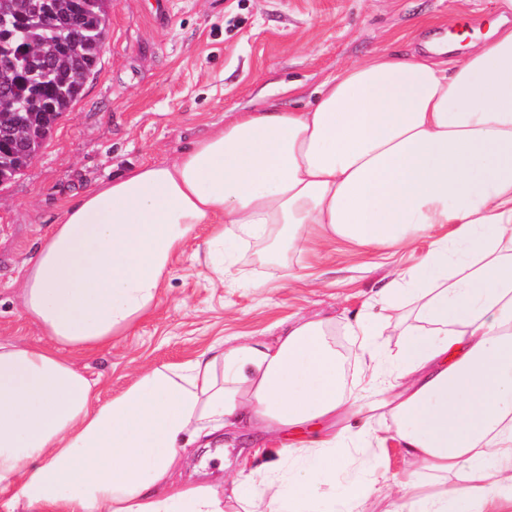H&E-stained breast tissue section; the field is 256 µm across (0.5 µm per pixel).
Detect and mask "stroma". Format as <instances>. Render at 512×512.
I'll use <instances>...</instances> for the list:
<instances>
[{"label":"stroma","instance_id":"obj_1","mask_svg":"<svg viewBox=\"0 0 512 512\" xmlns=\"http://www.w3.org/2000/svg\"><path fill=\"white\" fill-rule=\"evenodd\" d=\"M495 0H112L99 63L82 95L59 120L25 170L0 186V336L34 343L38 330L21 317L17 276L37 239L55 224L61 203L144 163L173 160L212 126L252 107L284 84L306 95L372 52L424 48L444 38L459 17L472 30L493 14ZM187 241L174 260L158 306L110 348L76 358L108 399L147 365L179 363L222 339L277 336L300 318H332L347 385L360 375V351L346 322L399 270L420 262L426 237L398 253L343 245L293 252L280 264L246 252L241 266L257 287H211ZM262 440L216 433L208 448H190L183 481L224 485L239 477L241 458ZM411 465L397 442L377 448L373 477L386 512L394 477Z\"/></svg>","mask_w":512,"mask_h":512}]
</instances>
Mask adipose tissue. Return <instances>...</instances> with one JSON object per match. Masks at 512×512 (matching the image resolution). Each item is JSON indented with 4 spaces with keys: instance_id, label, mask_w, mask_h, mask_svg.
<instances>
[{
    "instance_id": "1",
    "label": "adipose tissue",
    "mask_w": 512,
    "mask_h": 512,
    "mask_svg": "<svg viewBox=\"0 0 512 512\" xmlns=\"http://www.w3.org/2000/svg\"><path fill=\"white\" fill-rule=\"evenodd\" d=\"M498 5L460 57L456 20L455 41L434 47L441 61L375 53L327 77L307 110L263 100L175 161L63 204L18 279L42 339L0 337V512H369L375 480L313 490L335 477L357 414L359 463L380 418L414 465L388 512H512V0ZM444 224L349 325L355 388L328 319L149 366L106 400L73 361L153 314L200 227L205 277L221 283L245 249L279 262L337 239L406 246ZM315 421V435L279 448ZM223 428L269 435L252 452L258 491L177 480L186 449Z\"/></svg>"
}]
</instances>
